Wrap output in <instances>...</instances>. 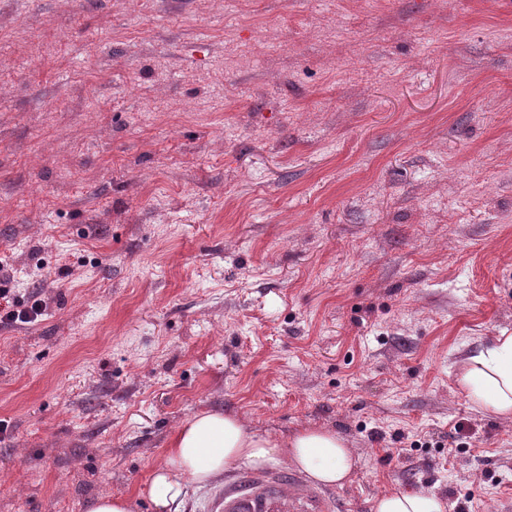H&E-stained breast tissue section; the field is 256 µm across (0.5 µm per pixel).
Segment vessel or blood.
Listing matches in <instances>:
<instances>
[{
  "mask_svg": "<svg viewBox=\"0 0 512 512\" xmlns=\"http://www.w3.org/2000/svg\"><path fill=\"white\" fill-rule=\"evenodd\" d=\"M213 512H338L334 491L288 469L251 468L225 483Z\"/></svg>",
  "mask_w": 512,
  "mask_h": 512,
  "instance_id": "vessel-or-blood-1",
  "label": "vessel or blood"
}]
</instances>
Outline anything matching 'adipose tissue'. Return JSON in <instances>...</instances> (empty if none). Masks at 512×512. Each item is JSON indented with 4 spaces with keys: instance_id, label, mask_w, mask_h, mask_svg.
Segmentation results:
<instances>
[{
    "instance_id": "obj_1",
    "label": "adipose tissue",
    "mask_w": 512,
    "mask_h": 512,
    "mask_svg": "<svg viewBox=\"0 0 512 512\" xmlns=\"http://www.w3.org/2000/svg\"><path fill=\"white\" fill-rule=\"evenodd\" d=\"M458 382L477 407L512 418V335L495 337L459 363ZM277 456L329 486L343 485L355 466L352 448L336 432L304 427L274 435L252 429L238 413L204 411L178 428L165 462L148 486L153 512H178L186 480L207 483L244 461ZM373 512H447L441 497L392 490L377 497Z\"/></svg>"
}]
</instances>
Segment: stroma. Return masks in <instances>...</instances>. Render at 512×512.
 <instances>
[{"instance_id":"stroma-1","label":"stroma","mask_w":512,"mask_h":512,"mask_svg":"<svg viewBox=\"0 0 512 512\" xmlns=\"http://www.w3.org/2000/svg\"><path fill=\"white\" fill-rule=\"evenodd\" d=\"M0 512L145 498L181 423L335 431L344 512L512 501V0H0ZM45 304L38 295L30 296L26 305L21 306L11 296L10 288L0 289L1 324H29L43 315ZM457 379L480 410L512 418V335L496 336L465 356ZM372 508L373 512H446L448 504L437 495L392 490L377 497Z\"/></svg>"}]
</instances>
